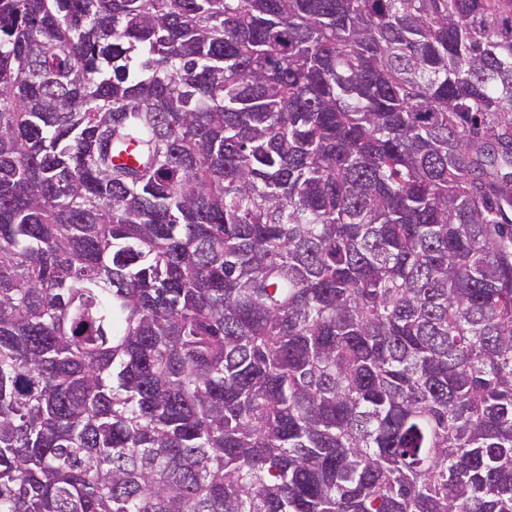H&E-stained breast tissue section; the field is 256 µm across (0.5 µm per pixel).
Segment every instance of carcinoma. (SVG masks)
Listing matches in <instances>:
<instances>
[{
    "mask_svg": "<svg viewBox=\"0 0 512 512\" xmlns=\"http://www.w3.org/2000/svg\"><path fill=\"white\" fill-rule=\"evenodd\" d=\"M0 512H512V0H0Z\"/></svg>",
    "mask_w": 512,
    "mask_h": 512,
    "instance_id": "cac0c4a2",
    "label": "carcinoma"
}]
</instances>
